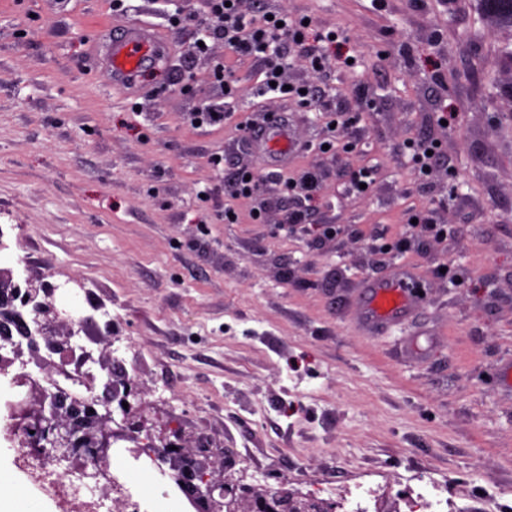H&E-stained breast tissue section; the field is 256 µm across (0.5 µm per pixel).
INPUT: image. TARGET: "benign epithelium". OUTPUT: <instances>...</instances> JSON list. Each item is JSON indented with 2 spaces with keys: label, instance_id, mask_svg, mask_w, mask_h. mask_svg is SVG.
Segmentation results:
<instances>
[{
  "label": "benign epithelium",
  "instance_id": "benign-epithelium-1",
  "mask_svg": "<svg viewBox=\"0 0 512 512\" xmlns=\"http://www.w3.org/2000/svg\"><path fill=\"white\" fill-rule=\"evenodd\" d=\"M482 17L512 27V0H479ZM54 292L43 285L26 281L20 285L10 267L0 266V372L15 365L22 354L20 341L36 348L35 337L43 339L53 351L62 348L56 340L76 335L73 322L61 317L53 300ZM56 380L46 374L35 379L16 373L11 385L22 400L10 433L23 437V447L40 464H67L66 474H76L86 484L100 489L101 499H110V462L114 443L131 442L130 452L142 450L141 436L164 448L163 462L169 465L170 478L181 486L191 501L193 512H335L331 504L308 495L244 485L227 474L224 452L192 444L181 432L171 430L169 419L150 405L144 391L132 380L113 386L110 397L102 401L91 395L95 375L91 371L73 373L61 367ZM66 393L49 397L45 384ZM128 407H123V403ZM122 419L118 428L114 410Z\"/></svg>",
  "mask_w": 512,
  "mask_h": 512
}]
</instances>
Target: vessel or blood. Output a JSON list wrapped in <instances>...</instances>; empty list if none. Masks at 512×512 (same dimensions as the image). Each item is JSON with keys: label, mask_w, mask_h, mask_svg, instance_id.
<instances>
[{"label": "vessel or blood", "mask_w": 512, "mask_h": 512, "mask_svg": "<svg viewBox=\"0 0 512 512\" xmlns=\"http://www.w3.org/2000/svg\"><path fill=\"white\" fill-rule=\"evenodd\" d=\"M168 57L169 47L157 29L139 19L130 21L124 37L109 43L105 50L113 86L131 93L137 92L140 76L148 66ZM292 147L290 137L278 129L259 140L261 154L270 159L286 156ZM418 302L417 292L399 269L388 279L366 282L360 308L367 325L394 326L405 322Z\"/></svg>", "instance_id": "b4317fda"}]
</instances>
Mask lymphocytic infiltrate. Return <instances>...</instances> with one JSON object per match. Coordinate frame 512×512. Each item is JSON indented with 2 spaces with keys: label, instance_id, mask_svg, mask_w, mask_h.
Wrapping results in <instances>:
<instances>
[{
  "label": "lymphocytic infiltrate",
  "instance_id": "obj_1",
  "mask_svg": "<svg viewBox=\"0 0 512 512\" xmlns=\"http://www.w3.org/2000/svg\"><path fill=\"white\" fill-rule=\"evenodd\" d=\"M302 23L283 22L281 15L249 16L238 6L227 5L226 0H208L207 18L200 29V44L192 45V53H199L201 43L224 41L239 56L254 60L260 65L259 86L263 92H277L286 97L313 106L320 104L318 91H300L299 87H285L280 71L288 56L304 55L310 65L327 71L334 61L323 45L321 37L306 38Z\"/></svg>",
  "mask_w": 512,
  "mask_h": 512
}]
</instances>
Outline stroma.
I'll use <instances>...</instances> for the list:
<instances>
[{
    "mask_svg": "<svg viewBox=\"0 0 512 512\" xmlns=\"http://www.w3.org/2000/svg\"><path fill=\"white\" fill-rule=\"evenodd\" d=\"M240 9L348 36L354 70L292 56L282 73L326 107L259 94L257 63L223 42L189 54L196 27L170 19L204 18V0H0V226H13L18 262L37 283L79 281L96 394L133 378L193 441L246 456L233 469L244 483L341 496L373 481V512H409L429 482L448 512H512V389L497 378L512 359V127L492 124L512 107V30L483 23L477 0ZM131 19L170 46L134 94L113 87L99 51ZM219 63L235 98L212 76ZM360 82L368 112L350 98ZM205 100L231 119L191 124ZM335 107L355 125H333ZM277 123L296 144L281 163L247 136ZM415 138L438 144L425 177L403 149ZM367 166L370 191L352 192ZM240 169L260 177L255 199L225 196ZM306 171L311 202L281 189ZM306 207L336 235L289 227L287 210ZM418 211L447 236L413 237ZM397 268L424 283L420 308L409 324L366 326L365 282Z\"/></svg>",
    "mask_w": 512,
    "mask_h": 512,
    "instance_id": "obj_1",
    "label": "stroma"
}]
</instances>
